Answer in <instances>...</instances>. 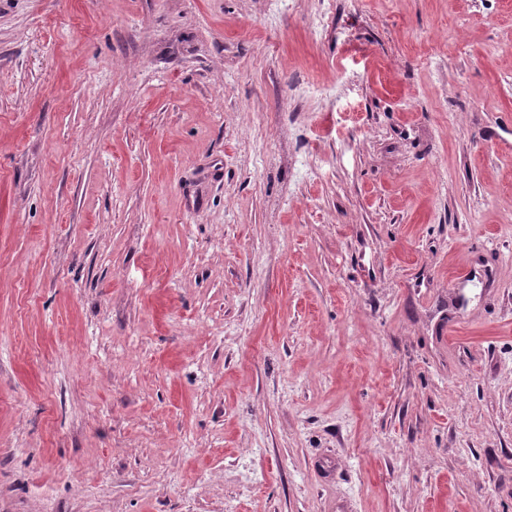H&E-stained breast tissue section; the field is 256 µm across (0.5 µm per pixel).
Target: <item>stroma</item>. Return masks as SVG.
Returning a JSON list of instances; mask_svg holds the SVG:
<instances>
[{"label":"stroma","instance_id":"obj_1","mask_svg":"<svg viewBox=\"0 0 512 512\" xmlns=\"http://www.w3.org/2000/svg\"><path fill=\"white\" fill-rule=\"evenodd\" d=\"M0 512H512V0H0Z\"/></svg>","mask_w":512,"mask_h":512}]
</instances>
